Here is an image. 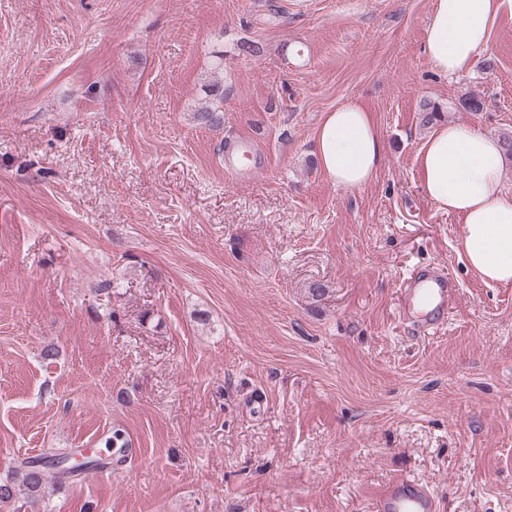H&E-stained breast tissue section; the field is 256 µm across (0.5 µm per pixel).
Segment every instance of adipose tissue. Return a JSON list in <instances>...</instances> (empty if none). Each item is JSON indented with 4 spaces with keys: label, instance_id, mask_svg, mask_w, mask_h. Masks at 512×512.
Returning a JSON list of instances; mask_svg holds the SVG:
<instances>
[{
    "label": "adipose tissue",
    "instance_id": "obj_1",
    "mask_svg": "<svg viewBox=\"0 0 512 512\" xmlns=\"http://www.w3.org/2000/svg\"><path fill=\"white\" fill-rule=\"evenodd\" d=\"M501 0H436L426 51L444 75L475 67L486 48ZM322 175L349 190L366 186L384 153L380 133L358 102L325 115L315 133ZM504 152L498 138L458 124H439L418 157L420 182L438 209L461 217L467 268L489 283H512V193L504 190Z\"/></svg>",
    "mask_w": 512,
    "mask_h": 512
}]
</instances>
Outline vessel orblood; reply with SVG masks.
Instances as JSON below:
<instances>
[{"label":"vessel or blood","mask_w":512,"mask_h":512,"mask_svg":"<svg viewBox=\"0 0 512 512\" xmlns=\"http://www.w3.org/2000/svg\"><path fill=\"white\" fill-rule=\"evenodd\" d=\"M402 285V317L418 334L434 333L445 321L454 284L441 268L418 267L406 273ZM376 507L378 512H438L433 493L408 480L386 487L378 494Z\"/></svg>","instance_id":"b4317fda"}]
</instances>
